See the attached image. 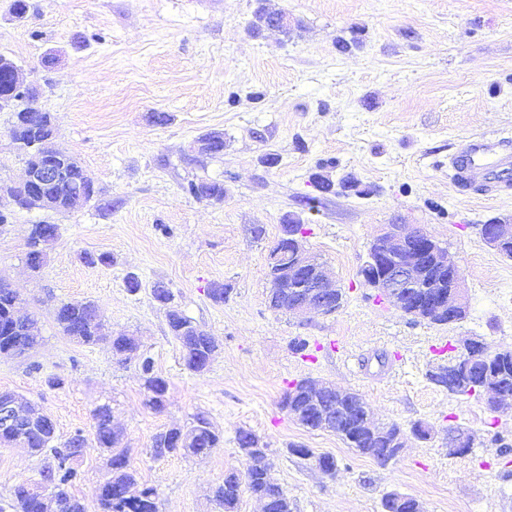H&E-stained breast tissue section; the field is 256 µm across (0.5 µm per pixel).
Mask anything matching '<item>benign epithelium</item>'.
Instances as JSON below:
<instances>
[{
  "label": "benign epithelium",
  "mask_w": 512,
  "mask_h": 512,
  "mask_svg": "<svg viewBox=\"0 0 512 512\" xmlns=\"http://www.w3.org/2000/svg\"><path fill=\"white\" fill-rule=\"evenodd\" d=\"M11 79L14 87L27 89L23 72L12 59L0 56V74ZM65 176L64 170L54 164L32 168L25 166L23 180L11 193V204L22 209H40L47 205L44 188ZM298 220H291L293 228L282 240L289 261L282 267L279 278L270 279L268 302L276 304L279 288L284 281L300 282L298 300L288 311L303 315L309 310L324 314L335 312V289L325 268L310 256L302 244L305 233L295 228ZM481 238L499 253L512 250V224H484ZM361 276L377 291V297L399 311L419 319L433 321L446 319L453 324L460 321L467 309L463 288L464 276L456 258L425 228L416 224H388L375 237L362 265ZM470 363L482 362L488 353L487 344L469 340L461 348ZM342 394L333 386L316 388L308 393L311 406H288L287 412L303 425L316 421L322 427L330 426L331 410L324 403ZM32 414L27 412V400L16 396L0 401V433L6 434L29 426Z\"/></svg>",
  "instance_id": "1"
}]
</instances>
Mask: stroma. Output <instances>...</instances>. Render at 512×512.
<instances>
[{"mask_svg":"<svg viewBox=\"0 0 512 512\" xmlns=\"http://www.w3.org/2000/svg\"><path fill=\"white\" fill-rule=\"evenodd\" d=\"M18 18L0 0V54L12 58L56 121L55 143L92 178L82 208L12 209L0 224V278L20 293L41 342L0 355V391L36 403L56 424V443L82 434L72 492L85 512L107 455L91 415L101 404L123 431L139 487L154 488L159 512H221L210 490L243 470L240 430L265 446L272 477L294 512H382L396 492L423 512H512V413L488 396L448 393L431 379L456 347L475 338L512 348V260L485 245L483 224H512V196L461 192L448 156L474 134H512V0H28ZM288 16L287 30H254L258 3ZM169 114L167 124L153 122ZM0 112V195L23 176L24 159ZM222 133L224 152L200 155L198 137ZM335 181L317 213L301 207L315 175ZM353 177L354 190L338 188ZM220 181L224 201L183 190ZM308 228L305 248L341 288L334 313L296 318L270 308L267 256L286 215ZM60 227L46 264L25 261L32 224ZM386 224L425 227L455 255L468 299L454 325L415 321L382 303L359 271ZM109 261L89 265L84 255ZM141 287L129 291L127 280ZM164 283L181 313L215 339L207 370L185 369L166 311ZM226 289L223 301L210 296ZM96 303L113 332L137 338L168 383L165 406H145L136 361L60 332L59 302ZM306 351L292 348L294 340ZM308 378L363 396L374 419L409 432L400 457L382 466L336 434L302 426L281 409L285 391ZM209 418L222 435L210 454H151L160 431ZM475 438L450 454L448 435ZM296 444L334 457L327 474L289 453ZM45 458L0 447V501L37 483Z\"/></svg>","mask_w":512,"mask_h":512,"instance_id":"1","label":"stroma"}]
</instances>
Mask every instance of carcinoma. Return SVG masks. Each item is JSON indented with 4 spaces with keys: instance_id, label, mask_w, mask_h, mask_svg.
I'll return each mask as SVG.
<instances>
[{
    "instance_id": "cac0c4a2",
    "label": "carcinoma",
    "mask_w": 512,
    "mask_h": 512,
    "mask_svg": "<svg viewBox=\"0 0 512 512\" xmlns=\"http://www.w3.org/2000/svg\"><path fill=\"white\" fill-rule=\"evenodd\" d=\"M13 130L17 138L33 137L37 134L43 138L53 139L55 128L51 113L42 109H32L16 114ZM186 191L197 199L220 203L224 201V184L217 181H190ZM46 194L61 200L60 209L74 210L88 203L95 194L94 183L86 174L78 161L67 165L66 175L58 182L50 184ZM59 235V226L40 222L31 226L26 261L41 267L46 261L44 250L37 248L39 240L55 239ZM19 300L17 291L0 287V352H9L16 348L33 345L40 340L37 334H28L24 327L13 326L9 319V308ZM54 319L63 335L85 345L104 343L109 346L112 355L125 349L128 336L114 335L107 330L104 323L98 320V308L92 302L72 304L61 302L54 311ZM170 332L179 341L183 351L185 367L199 373L204 368L209 354L213 349V338L207 332L183 316L181 319L168 320ZM493 364L499 368L497 372H486V365L476 363L471 367L472 378L481 385L497 389L512 396V349L494 350L490 352ZM140 370L147 391L146 406L158 411L163 408L164 397L168 389L164 378L158 376L153 369L152 358L140 359ZM308 380L298 381L285 392L281 403H306L304 396ZM92 426L99 447L109 455V466L112 467L105 485L98 488L96 496L103 512H159L153 489H143L144 497L129 502L121 497V491L128 485L137 484V471L129 461L127 450L121 447L122 435L112 425V411L107 405H101L93 411ZM186 430L193 435L188 448L168 447V452H180L188 456H199L210 453L219 447L221 437L213 429L210 421L203 415L195 416ZM400 431L395 424L383 425V432L375 439H361L355 436L354 430L348 428L344 416L336 419L332 432L336 433L350 448L371 457L377 463L385 464L390 447V439ZM23 441L33 456L50 453L55 465L42 471L43 483L30 485L21 483L15 486L8 508L11 512H43L41 494L49 492L54 500V512H85L81 499L69 491L70 485L77 478V471L71 467V461L81 453L82 444L77 438L68 441L63 447L55 446V428L44 427L40 423L23 433ZM270 501V512H293V503L288 494L264 468L246 464L244 471L231 472L224 476L221 484L213 491V499L222 512H237V506L243 492Z\"/></svg>"
}]
</instances>
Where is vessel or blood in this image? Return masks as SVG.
<instances>
[{
    "mask_svg": "<svg viewBox=\"0 0 512 512\" xmlns=\"http://www.w3.org/2000/svg\"><path fill=\"white\" fill-rule=\"evenodd\" d=\"M448 166L456 185L491 193L512 191V137L471 136L449 156Z\"/></svg>",
    "mask_w": 512,
    "mask_h": 512,
    "instance_id": "1",
    "label": "vessel or blood"
}]
</instances>
